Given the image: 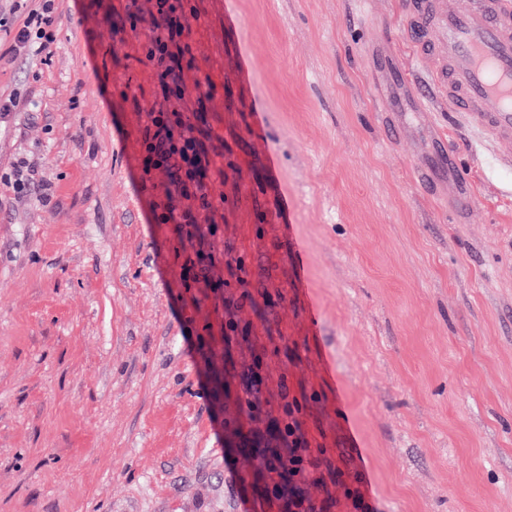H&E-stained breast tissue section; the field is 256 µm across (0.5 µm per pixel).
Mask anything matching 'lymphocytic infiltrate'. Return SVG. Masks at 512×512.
<instances>
[{
	"instance_id": "obj_1",
	"label": "lymphocytic infiltrate",
	"mask_w": 512,
	"mask_h": 512,
	"mask_svg": "<svg viewBox=\"0 0 512 512\" xmlns=\"http://www.w3.org/2000/svg\"><path fill=\"white\" fill-rule=\"evenodd\" d=\"M161 22L146 36L144 47L148 60L156 66V77L163 96L183 101L188 92L183 78L182 62L189 45V31L182 0H155ZM56 12L54 0H40L13 36V49L33 55L51 54L55 42ZM205 132L183 112L148 111L142 138V164L146 169L164 173L167 200L191 199L199 207L217 211L224 203L223 195L215 194L213 185L223 181V170L208 159L203 137ZM271 447L261 449L265 464L280 471L281 484L267 493L268 498L284 501L289 512H319L307 498L302 485L316 477L323 464L314 456L293 403L282 405L281 418L270 427Z\"/></svg>"
}]
</instances>
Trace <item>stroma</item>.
Returning <instances> with one entry per match:
<instances>
[{"instance_id": "35a3bbf8", "label": "stroma", "mask_w": 512, "mask_h": 512, "mask_svg": "<svg viewBox=\"0 0 512 512\" xmlns=\"http://www.w3.org/2000/svg\"><path fill=\"white\" fill-rule=\"evenodd\" d=\"M153 4L133 30L125 0H56L45 63L0 30V512H288L257 452L284 394L337 472L304 487L323 512H512V146L389 112L396 68L423 76L401 0H189L225 179L210 282L183 278L141 160ZM244 294L252 336L225 341ZM257 355L279 374L253 423ZM270 374L268 365L263 367V364L258 361L252 373L248 374L246 380L243 382L244 396L240 398L241 408L251 411V418H258L262 413L261 401L259 394L264 377Z\"/></svg>"}]
</instances>
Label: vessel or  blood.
Segmentation results:
<instances>
[{
    "label": "vessel or blood",
    "instance_id": "1",
    "mask_svg": "<svg viewBox=\"0 0 512 512\" xmlns=\"http://www.w3.org/2000/svg\"><path fill=\"white\" fill-rule=\"evenodd\" d=\"M406 31L426 88L489 140L512 142V0H405Z\"/></svg>",
    "mask_w": 512,
    "mask_h": 512
}]
</instances>
